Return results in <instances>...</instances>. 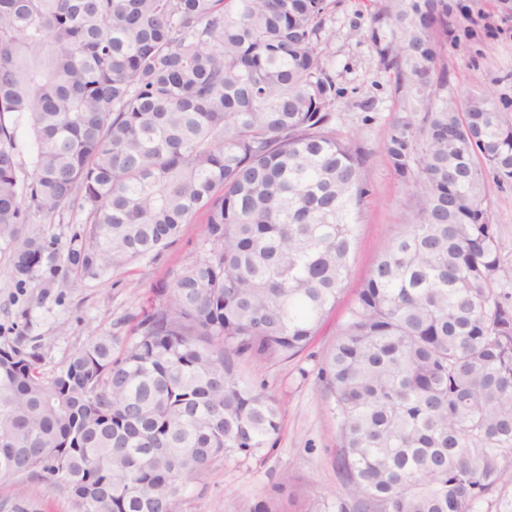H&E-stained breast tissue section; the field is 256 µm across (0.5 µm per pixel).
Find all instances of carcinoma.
<instances>
[{"instance_id": "1", "label": "carcinoma", "mask_w": 512, "mask_h": 512, "mask_svg": "<svg viewBox=\"0 0 512 512\" xmlns=\"http://www.w3.org/2000/svg\"><path fill=\"white\" fill-rule=\"evenodd\" d=\"M332 0H0V247L27 285L77 209L65 265L99 278L205 212V255L156 288L136 339L48 376L0 346V481L73 512H177L189 480L273 445L249 354L303 353L343 292L366 155L332 126ZM408 112L386 153L414 223L380 255L318 370L342 487L318 512H512V291L488 178L512 183L509 103L448 95V0H386ZM36 146L20 160L16 120ZM121 351H116V348ZM0 512H40L31 497ZM85 219V213L78 210L65 212L52 220L36 218L33 220V224H22V236L35 233L47 240H57L66 247L74 235L81 233L86 227ZM34 494L40 498L41 512H72L71 501L62 491L54 489L45 491L37 483L0 481V499Z\"/></svg>"}]
</instances>
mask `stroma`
I'll list each match as a JSON object with an SVG mask.
<instances>
[{
    "label": "stroma",
    "mask_w": 512,
    "mask_h": 512,
    "mask_svg": "<svg viewBox=\"0 0 512 512\" xmlns=\"http://www.w3.org/2000/svg\"><path fill=\"white\" fill-rule=\"evenodd\" d=\"M391 31L383 0H332L319 43L336 83L330 107L336 132L367 153L363 173L369 194L349 271L352 293L402 226L414 219L385 152L390 126L406 107L397 72L383 60ZM438 48L448 68L450 94L512 100V0H448V37ZM489 199L503 246L505 286L512 289V185H490ZM85 219V213L69 211L50 220L34 219L21 230L65 246L83 231ZM204 229L202 217H195L171 245L100 278L73 272L64 278L44 267L23 288L12 277L9 251L0 249V345L23 337L27 351L38 353L44 372L51 374L92 336L109 333L122 343L132 342L137 316L154 288L204 256ZM345 311V304H338L308 349L293 360H239L244 381L265 385L282 402L275 445L219 459L190 481L179 512H252L261 502L272 512H311L317 502L333 499L341 488L336 422L317 371L336 341ZM30 495L39 496L41 512H72L62 491L0 481V499Z\"/></svg>",
    "instance_id": "1"
}]
</instances>
